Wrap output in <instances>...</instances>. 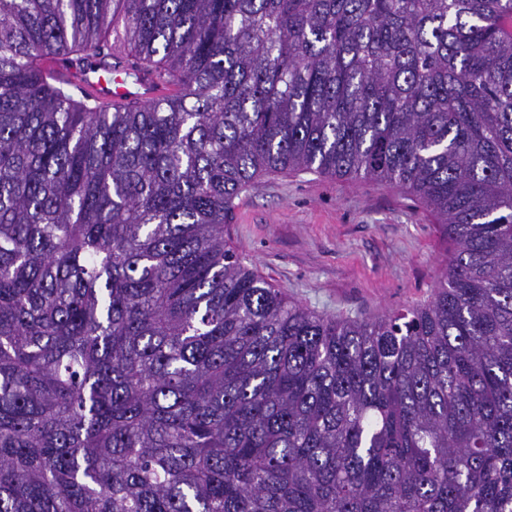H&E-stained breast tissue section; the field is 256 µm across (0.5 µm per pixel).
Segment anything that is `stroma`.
<instances>
[{"instance_id":"35a3bbf8","label":"stroma","mask_w":512,"mask_h":512,"mask_svg":"<svg viewBox=\"0 0 512 512\" xmlns=\"http://www.w3.org/2000/svg\"><path fill=\"white\" fill-rule=\"evenodd\" d=\"M224 239L288 298L333 317L427 300L448 261L416 197L311 172L271 173L240 193Z\"/></svg>"}]
</instances>
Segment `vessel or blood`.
I'll return each instance as SVG.
<instances>
[{
    "label": "vessel or blood",
    "instance_id": "obj_1",
    "mask_svg": "<svg viewBox=\"0 0 512 512\" xmlns=\"http://www.w3.org/2000/svg\"><path fill=\"white\" fill-rule=\"evenodd\" d=\"M43 66L54 71L57 78L73 87L81 98L103 106L132 102L146 104L170 96L175 91L167 77L159 72L142 74L138 82L128 84L108 78L100 66L84 65L77 68L55 57L46 58Z\"/></svg>",
    "mask_w": 512,
    "mask_h": 512
}]
</instances>
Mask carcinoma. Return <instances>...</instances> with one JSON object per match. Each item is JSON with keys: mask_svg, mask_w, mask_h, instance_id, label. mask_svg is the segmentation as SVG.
<instances>
[{"mask_svg": "<svg viewBox=\"0 0 512 512\" xmlns=\"http://www.w3.org/2000/svg\"><path fill=\"white\" fill-rule=\"evenodd\" d=\"M512 0H0V512H512ZM177 94L74 99L43 69ZM418 197L424 303L290 300L273 172ZM43 66L54 71L57 78L73 87L81 98L101 106L114 107L132 102L147 104L175 92L172 83L160 72L141 73L138 82L128 85L123 80L108 78L101 66L83 65L77 68L55 57L46 58Z\"/></svg>", "mask_w": 512, "mask_h": 512, "instance_id": "carcinoma-1", "label": "carcinoma"}]
</instances>
